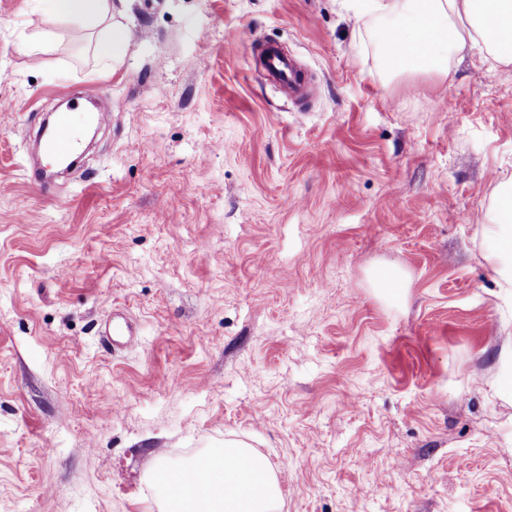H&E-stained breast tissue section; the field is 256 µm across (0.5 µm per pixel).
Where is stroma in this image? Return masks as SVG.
<instances>
[{
	"mask_svg": "<svg viewBox=\"0 0 512 512\" xmlns=\"http://www.w3.org/2000/svg\"><path fill=\"white\" fill-rule=\"evenodd\" d=\"M349 3L125 0L112 69L82 22L0 0V512H158L156 462L228 438L277 470L282 512H512V308L482 234L512 64L388 76ZM259 43L306 67V113ZM89 85L110 125L31 183L34 126ZM118 307L128 348L103 333ZM373 287L382 297L399 300L404 296V274L396 267H381L372 272ZM497 395L511 402L512 399V342H508L502 349L501 373L496 386Z\"/></svg>",
	"mask_w": 512,
	"mask_h": 512,
	"instance_id": "stroma-1",
	"label": "stroma"
}]
</instances>
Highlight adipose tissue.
Instances as JSON below:
<instances>
[{"mask_svg": "<svg viewBox=\"0 0 512 512\" xmlns=\"http://www.w3.org/2000/svg\"><path fill=\"white\" fill-rule=\"evenodd\" d=\"M61 19L102 27L94 53L104 63L122 59L128 34L112 21V0H49ZM357 20L385 21L380 56L385 72L448 75V60L468 43L482 42L496 61L512 63V0H353ZM485 226L487 257L500 297L512 301V178L498 182ZM163 512H280L282 492L266 458L239 439L207 451L203 459L154 469Z\"/></svg>", "mask_w": 512, "mask_h": 512, "instance_id": "obj_1", "label": "adipose tissue"}]
</instances>
